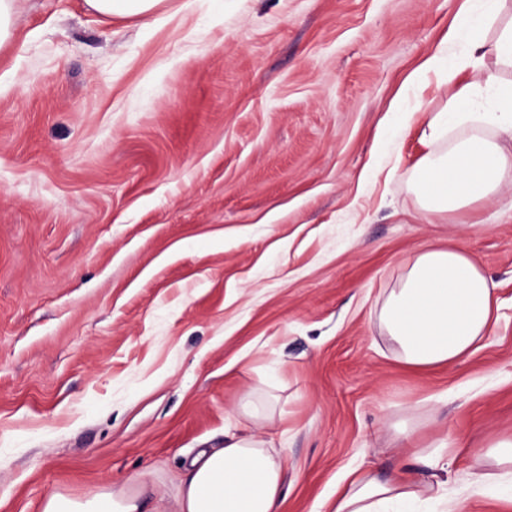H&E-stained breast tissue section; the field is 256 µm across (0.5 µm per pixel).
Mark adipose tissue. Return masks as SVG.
I'll return each mask as SVG.
<instances>
[{
    "instance_id": "1",
    "label": "adipose tissue",
    "mask_w": 512,
    "mask_h": 512,
    "mask_svg": "<svg viewBox=\"0 0 512 512\" xmlns=\"http://www.w3.org/2000/svg\"><path fill=\"white\" fill-rule=\"evenodd\" d=\"M507 0H465L453 30L404 80L403 89L428 77L453 86L444 111L424 122L428 150L412 170L410 189L426 214L453 215L512 184V80L494 74L462 81L486 58L512 69V20L502 21ZM463 41L461 52L450 51ZM500 298L480 261L451 247L415 253L377 313L380 329L403 364L428 369L459 361L479 349L498 320ZM285 452H273L258 434L225 433L223 446L191 460L177 512H280ZM512 480V439L475 453L468 491L483 495ZM443 482L381 478L362 472L337 486L330 512H414ZM41 512H159L144 488L100 490L74 499L50 495Z\"/></svg>"
}]
</instances>
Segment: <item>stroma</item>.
Returning <instances> with one entry per match:
<instances>
[{
    "label": "stroma",
    "mask_w": 512,
    "mask_h": 512,
    "mask_svg": "<svg viewBox=\"0 0 512 512\" xmlns=\"http://www.w3.org/2000/svg\"><path fill=\"white\" fill-rule=\"evenodd\" d=\"M463 0H167L172 19L16 0L0 44V512L145 480L173 512L191 460L255 431L288 451L281 512H329L349 469L447 480L512 438V187L423 222L408 189L436 79L402 81ZM463 247L499 288L484 345L394 359L374 325L407 258ZM417 425L395 447V427ZM451 436L448 469L424 449ZM267 386L268 390L264 401L256 398L255 391L244 393L239 401V409L243 414L263 424L274 422L278 400V397L272 392L276 386L273 383H267Z\"/></svg>",
    "instance_id": "obj_1"
}]
</instances>
